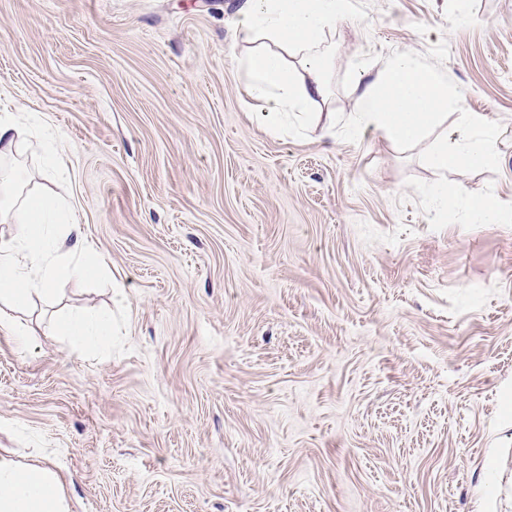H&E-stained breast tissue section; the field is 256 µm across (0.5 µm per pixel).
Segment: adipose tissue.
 I'll return each mask as SVG.
<instances>
[{"label":"adipose tissue","instance_id":"obj_1","mask_svg":"<svg viewBox=\"0 0 512 512\" xmlns=\"http://www.w3.org/2000/svg\"><path fill=\"white\" fill-rule=\"evenodd\" d=\"M350 11V0H248L237 26L255 49L242 62L246 92L270 126L285 114L309 123L320 115L311 106L325 99L330 58L325 35ZM299 58L292 66L291 58ZM445 79L412 54L398 53L360 93L352 124L374 129L396 144L420 139L460 106ZM457 134L437 137L428 154L439 170L478 167L494 160L498 136L481 114L462 112ZM9 187V204L0 208V222L13 225L12 236L0 238V330L15 333L13 315L36 294L95 277L100 266L79 234L63 196L24 189L11 175L0 174ZM58 332L70 345L105 346L112 324L104 315L61 318ZM0 512H70L64 490L52 469L21 465L0 456Z\"/></svg>","mask_w":512,"mask_h":512}]
</instances>
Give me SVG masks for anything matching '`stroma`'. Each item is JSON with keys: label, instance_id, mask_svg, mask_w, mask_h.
<instances>
[{"label": "stroma", "instance_id": "35a3bbf8", "mask_svg": "<svg viewBox=\"0 0 512 512\" xmlns=\"http://www.w3.org/2000/svg\"><path fill=\"white\" fill-rule=\"evenodd\" d=\"M245 2L0 0V114L39 118L14 165L102 262L0 332V455L71 512H512V223L431 196L512 204V0H351L335 127L276 134ZM403 51L488 116L491 164L347 132L353 67ZM70 312L110 314L111 350H72Z\"/></svg>", "mask_w": 512, "mask_h": 512}]
</instances>
